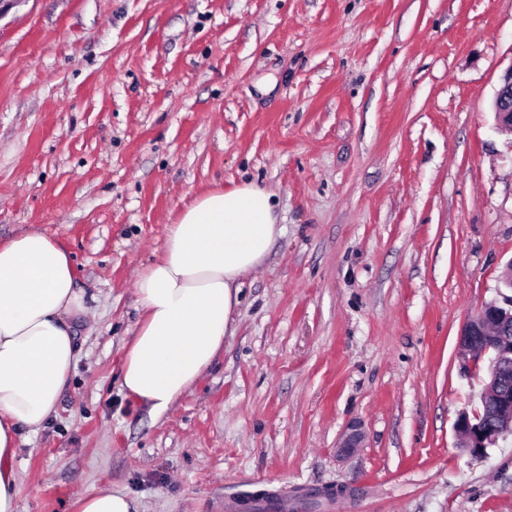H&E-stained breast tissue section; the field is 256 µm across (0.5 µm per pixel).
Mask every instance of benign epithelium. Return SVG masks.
Returning a JSON list of instances; mask_svg holds the SVG:
<instances>
[{"instance_id": "1", "label": "benign epithelium", "mask_w": 512, "mask_h": 512, "mask_svg": "<svg viewBox=\"0 0 512 512\" xmlns=\"http://www.w3.org/2000/svg\"><path fill=\"white\" fill-rule=\"evenodd\" d=\"M492 112L497 128L512 132V66L495 95ZM461 347L473 363L490 349L496 352L497 367L490 372L483 394L484 404L491 408L490 416L476 421L463 411L455 422L462 449L474 458H482L487 448L512 434V389L503 384V377L512 371V316L495 301L484 303L464 325Z\"/></svg>"}]
</instances>
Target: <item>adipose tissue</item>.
<instances>
[{
    "label": "adipose tissue",
    "instance_id": "adipose-tissue-1",
    "mask_svg": "<svg viewBox=\"0 0 512 512\" xmlns=\"http://www.w3.org/2000/svg\"><path fill=\"white\" fill-rule=\"evenodd\" d=\"M272 191L217 189L168 225L162 255L137 277L143 319L121 385L162 415L208 368L233 325L243 278L278 235ZM85 307L66 251L32 230L0 245V512H18L16 450L54 414L75 364Z\"/></svg>",
    "mask_w": 512,
    "mask_h": 512
}]
</instances>
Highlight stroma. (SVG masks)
Masks as SVG:
<instances>
[{"instance_id":"obj_1","label":"stroma","mask_w":512,"mask_h":512,"mask_svg":"<svg viewBox=\"0 0 512 512\" xmlns=\"http://www.w3.org/2000/svg\"><path fill=\"white\" fill-rule=\"evenodd\" d=\"M512 0H23L0 17V243L37 229L88 311L19 512L100 488L139 512L343 485L305 512H512V436L454 432L488 363L462 326L512 260L490 110ZM254 182L281 234L161 418L121 388L135 283L196 196ZM361 448L342 457L351 426Z\"/></svg>"}]
</instances>
